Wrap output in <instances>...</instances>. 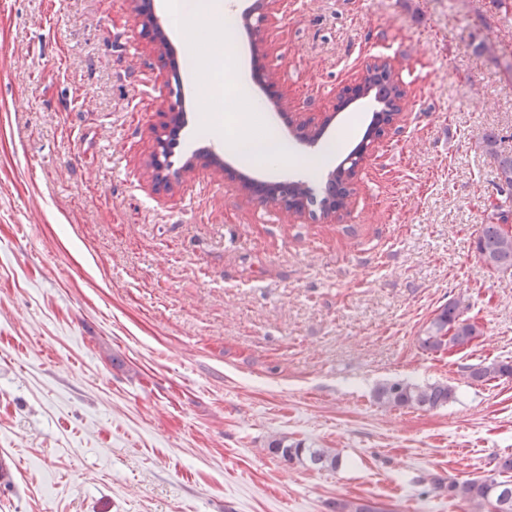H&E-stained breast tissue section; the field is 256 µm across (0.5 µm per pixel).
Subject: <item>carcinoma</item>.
<instances>
[{
	"label": "carcinoma",
	"instance_id": "carcinoma-1",
	"mask_svg": "<svg viewBox=\"0 0 512 512\" xmlns=\"http://www.w3.org/2000/svg\"><path fill=\"white\" fill-rule=\"evenodd\" d=\"M485 151L496 160L497 176L507 187H512V153L505 154L498 149V136L488 132L482 136ZM288 201L299 204L303 201L324 206L325 200H316L311 189L300 181L290 182L281 187ZM493 215L498 223L483 225L475 241V252L488 267L496 270L512 268V235H508L503 224L509 221V212L502 206H494ZM482 335L480 324L470 317H462L458 301H450L439 308L436 315L416 338L418 347L429 354L451 353L468 347ZM512 376V362L492 361L471 367L468 378L474 382H487L497 377ZM455 397L454 387L434 383L425 386L409 382L383 383L374 390V399L387 407L434 410ZM269 451L284 461H308L317 469L335 470L340 458L328 448H304L300 443L276 439L269 444ZM431 491L438 496L459 499L465 503L467 512H490L496 505L497 512H512V456H503L496 461L491 474L459 481L435 475L430 479ZM330 512H377L369 502L336 500L331 503Z\"/></svg>",
	"mask_w": 512,
	"mask_h": 512
}]
</instances>
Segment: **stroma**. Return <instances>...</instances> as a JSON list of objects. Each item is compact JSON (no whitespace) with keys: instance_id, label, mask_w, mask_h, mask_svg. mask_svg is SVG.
Returning a JSON list of instances; mask_svg holds the SVG:
<instances>
[{"instance_id":"1","label":"stroma","mask_w":512,"mask_h":512,"mask_svg":"<svg viewBox=\"0 0 512 512\" xmlns=\"http://www.w3.org/2000/svg\"><path fill=\"white\" fill-rule=\"evenodd\" d=\"M160 58L130 0H0V512H329L340 498L386 512H465L432 475L488 474L512 454V269L474 242L487 198L512 210L481 137L512 150V8L492 0H279L258 35L236 27L219 73L190 75L213 43L164 20ZM259 41L275 75L254 88L256 131L291 154L246 168L205 134L235 125L232 86ZM389 58L407 92L369 147L346 209L295 218L249 196L242 173H328L377 108L337 111L344 87ZM179 68L187 127L170 154L215 149L168 188L148 162ZM313 124L323 158L273 109ZM461 299L482 336L454 354L416 343ZM386 381L445 383L456 401L391 410ZM330 448L333 471L268 450ZM512 376V362L492 361L471 367L468 378L474 382H487L497 377Z\"/></svg>"}]
</instances>
